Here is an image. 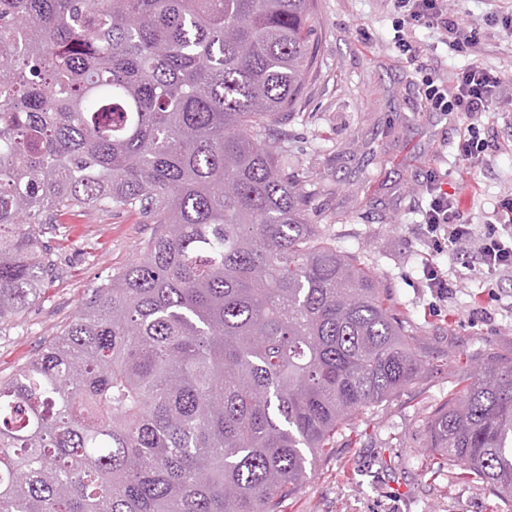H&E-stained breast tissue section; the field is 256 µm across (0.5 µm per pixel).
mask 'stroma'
<instances>
[{"label": "stroma", "instance_id": "stroma-1", "mask_svg": "<svg viewBox=\"0 0 512 512\" xmlns=\"http://www.w3.org/2000/svg\"><path fill=\"white\" fill-rule=\"evenodd\" d=\"M482 29L481 42L451 51L433 30L412 41L416 60L394 46L392 0H316L318 69L277 139L312 178L310 223L337 250L366 259L391 293L395 313L412 324L429 356L422 378L380 405L356 412L318 458L284 512H501L482 483L430 462L425 428L437 406L459 392L493 357H512V273L476 276L463 263L476 249L464 243L437 250L421 224L429 177L461 191L469 221L512 194V153L470 173L455 160L463 124L457 112H427L417 86L420 67L444 78L475 61L512 79V36L485 26L484 0H448ZM152 231L132 212L87 211L58 224L56 274L27 310L0 331V377L13 373L47 337L75 316L79 302L140 256ZM448 272L453 286L437 294L427 269Z\"/></svg>", "mask_w": 512, "mask_h": 512}]
</instances>
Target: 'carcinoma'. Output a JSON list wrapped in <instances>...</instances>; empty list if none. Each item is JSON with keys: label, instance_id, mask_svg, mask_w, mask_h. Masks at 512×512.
<instances>
[{"label": "carcinoma", "instance_id": "obj_1", "mask_svg": "<svg viewBox=\"0 0 512 512\" xmlns=\"http://www.w3.org/2000/svg\"><path fill=\"white\" fill-rule=\"evenodd\" d=\"M315 0H0V327L56 216L131 211L142 257L0 378V512H280L353 414L428 369L277 150ZM426 448L512 507V358Z\"/></svg>", "mask_w": 512, "mask_h": 512}]
</instances>
